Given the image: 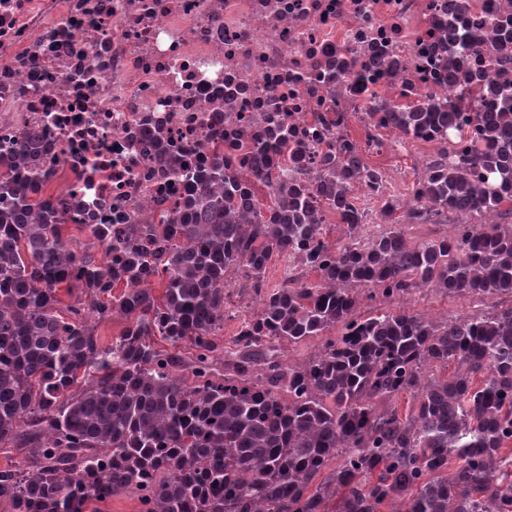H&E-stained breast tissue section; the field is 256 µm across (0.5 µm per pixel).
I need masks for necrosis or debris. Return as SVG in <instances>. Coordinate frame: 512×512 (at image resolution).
Wrapping results in <instances>:
<instances>
[{
	"mask_svg": "<svg viewBox=\"0 0 512 512\" xmlns=\"http://www.w3.org/2000/svg\"><path fill=\"white\" fill-rule=\"evenodd\" d=\"M511 17L512 0H0V145L37 132L45 196L117 243L177 215L174 161H284L274 122L319 155L361 116L364 154L405 145L375 119L393 106L496 110L467 72L512 78Z\"/></svg>",
	"mask_w": 512,
	"mask_h": 512,
	"instance_id": "obj_1",
	"label": "necrosis or debris"
}]
</instances>
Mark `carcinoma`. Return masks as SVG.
I'll return each instance as SVG.
<instances>
[{"label": "carcinoma", "instance_id": "carcinoma-1", "mask_svg": "<svg viewBox=\"0 0 512 512\" xmlns=\"http://www.w3.org/2000/svg\"><path fill=\"white\" fill-rule=\"evenodd\" d=\"M483 95L499 111L414 104L388 113L395 129L439 144L412 186L406 223L494 215L512 201V81L484 84ZM464 123L474 136L448 149ZM278 134L288 161L305 168V147L284 125ZM252 162L247 183L216 154L208 170L186 173L177 223L135 224L116 248L108 225L80 224L88 243L76 251L62 204L18 177L19 164L37 165L35 135L0 149V448L30 455L0 470V500L12 512H84L123 493L137 495L142 512H512V456L503 453L512 443V305L444 322L404 310L354 315L365 296L419 288L512 298V225L460 224L411 245L390 224L364 241L354 182L381 216L398 205L349 140L320 156L311 180L272 181L262 150ZM259 182L270 197L261 209ZM325 207L347 226L339 247L317 222ZM274 255L318 281L268 290ZM231 270L260 309L239 325L228 377L216 368V332ZM61 284L89 301L61 315ZM114 314L129 325L103 346L89 318ZM336 328L307 361L279 359L283 342ZM450 363L455 375L430 378L431 366ZM404 393L414 401L404 416L374 404Z\"/></svg>", "mask_w": 512, "mask_h": 512}]
</instances>
